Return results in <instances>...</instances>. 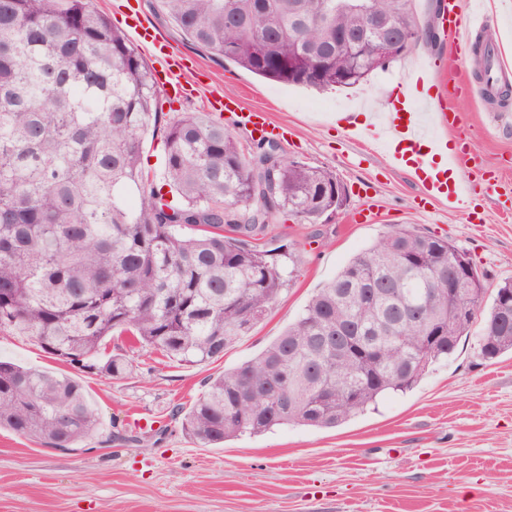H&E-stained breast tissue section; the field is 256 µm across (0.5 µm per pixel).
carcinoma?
Returning a JSON list of instances; mask_svg holds the SVG:
<instances>
[{
    "instance_id": "cac0c4a2",
    "label": "carcinoma",
    "mask_w": 512,
    "mask_h": 512,
    "mask_svg": "<svg viewBox=\"0 0 512 512\" xmlns=\"http://www.w3.org/2000/svg\"><path fill=\"white\" fill-rule=\"evenodd\" d=\"M193 43L266 80L317 90L380 69L339 50L369 16L419 26L413 0H161ZM150 67L91 0H0V332L31 337L87 375L129 373L130 336L183 365L216 362L248 335L297 271L262 243L286 214L316 224L346 192L330 170L224 124L169 119L163 183L145 185L143 136L159 123ZM169 190H164V187ZM470 267L466 294L448 276ZM512 280L483 307L484 277L445 238L393 226L318 289L256 358L208 379L182 429L204 445L277 426L335 427L412 389L452 354L456 304L483 313L480 354L512 351ZM346 352L327 359L322 338ZM101 422L80 380L0 360V427L69 450Z\"/></svg>"
}]
</instances>
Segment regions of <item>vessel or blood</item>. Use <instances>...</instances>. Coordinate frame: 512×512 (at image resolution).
I'll use <instances>...</instances> for the list:
<instances>
[{
  "label": "vessel or blood",
  "instance_id": "obj_1",
  "mask_svg": "<svg viewBox=\"0 0 512 512\" xmlns=\"http://www.w3.org/2000/svg\"><path fill=\"white\" fill-rule=\"evenodd\" d=\"M128 25L134 30L140 43L153 48L159 59L162 79L172 87H180L183 69L178 58L164 51L146 27L137 12L127 15ZM440 19L444 31L458 43H466L472 31L485 27L488 19L480 8L479 0H441ZM437 70L433 67H419L411 70L405 78L404 101L407 110H394L376 115L368 128L347 129V137L354 140H366L381 145L388 162L396 167L406 168L416 185L421 189L419 208L437 200H443L449 206H456L463 199L472 195L475 183L467 175L455 172V166L467 153L466 146H459L456 151H449L448 141L442 137V130L454 126L459 119L455 109H442L432 113L438 131L428 134L413 106L420 88L435 81ZM220 111L235 116L239 126L246 129L251 136L265 138L284 135V128L272 125L265 112L243 109L238 100L224 96L219 104Z\"/></svg>",
  "mask_w": 512,
  "mask_h": 512
}]
</instances>
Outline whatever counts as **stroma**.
<instances>
[{
    "label": "stroma",
    "instance_id": "1",
    "mask_svg": "<svg viewBox=\"0 0 512 512\" xmlns=\"http://www.w3.org/2000/svg\"><path fill=\"white\" fill-rule=\"evenodd\" d=\"M132 5L183 60L182 79L194 88L183 102L160 93L165 117L209 115L219 96H238L243 107L263 109L273 125L287 127L279 140L286 157L336 173L347 201L316 224L283 214L271 222L266 243L290 245L299 271L268 317L223 359L182 365L122 337L130 374L80 377L101 420L95 440L59 451L1 428L0 512H512V354L482 360L477 323L412 391L339 426L277 428L209 446L181 430L209 377L255 357L298 318L315 289L390 226L448 239L472 257L487 287L511 279L512 106L457 96L444 77L424 90V98L454 103L463 115L445 135L452 145L467 140L464 168L478 187L457 208L438 201L422 211L408 173L388 166L382 149L349 140L345 129L355 113L387 111L407 72L432 59L450 62V37L419 43L356 85L316 91L211 58L160 0ZM365 208L377 211V222L358 221ZM473 211L481 223H469ZM0 358L72 371L27 336L0 333Z\"/></svg>",
    "mask_w": 512,
    "mask_h": 512
}]
</instances>
